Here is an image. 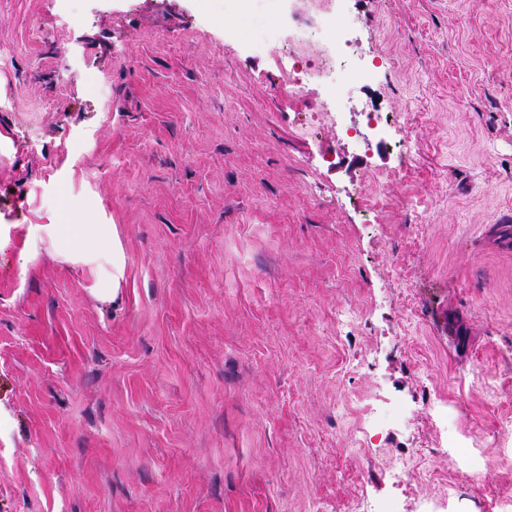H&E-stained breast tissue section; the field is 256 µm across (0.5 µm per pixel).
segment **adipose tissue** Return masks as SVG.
Returning <instances> with one entry per match:
<instances>
[{
  "label": "adipose tissue",
  "instance_id": "1",
  "mask_svg": "<svg viewBox=\"0 0 512 512\" xmlns=\"http://www.w3.org/2000/svg\"><path fill=\"white\" fill-rule=\"evenodd\" d=\"M66 209L69 223L29 225L27 243H48L59 261L95 271L109 282L108 287L99 289L100 298L116 301L125 279L126 260L114 226L80 223V206L70 203Z\"/></svg>",
  "mask_w": 512,
  "mask_h": 512
}]
</instances>
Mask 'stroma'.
Here are the masks:
<instances>
[{
    "label": "stroma",
    "mask_w": 512,
    "mask_h": 512,
    "mask_svg": "<svg viewBox=\"0 0 512 512\" xmlns=\"http://www.w3.org/2000/svg\"><path fill=\"white\" fill-rule=\"evenodd\" d=\"M343 6L340 131L265 0H0V512H512V0ZM73 224H32L25 245L48 242L55 257L64 263L88 267L108 280L112 288H95L105 301H116L125 279L126 260L114 225L81 224V207L65 203Z\"/></svg>",
    "instance_id": "stroma-1"
}]
</instances>
